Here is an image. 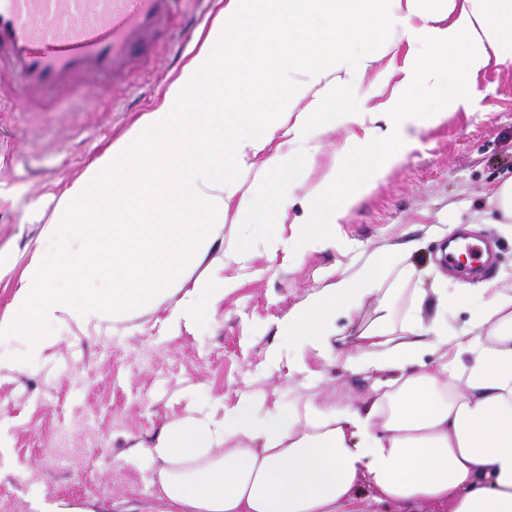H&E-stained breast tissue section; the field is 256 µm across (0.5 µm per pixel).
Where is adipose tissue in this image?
<instances>
[{
    "instance_id": "obj_1",
    "label": "adipose tissue",
    "mask_w": 512,
    "mask_h": 512,
    "mask_svg": "<svg viewBox=\"0 0 512 512\" xmlns=\"http://www.w3.org/2000/svg\"><path fill=\"white\" fill-rule=\"evenodd\" d=\"M413 17L422 26H410ZM215 26L220 36L205 38L164 105L146 116L147 134L96 159L58 201L57 220L44 225L43 238L74 258L52 267L33 257L12 315L0 320V335L26 353L51 345L40 326H87L154 305L188 260L208 255L229 208H252L253 182L272 179L278 208L289 207L293 184L308 176V128L359 129L314 192L340 215L372 188L402 146L405 125L439 122L440 113L410 106L409 88L448 84L453 106L468 94L452 85L457 70L512 61V0H225ZM395 32L423 57L406 62L390 96L380 87L361 91L358 76L382 57L376 37ZM359 40L367 46L352 54L349 45ZM258 66L281 75L276 119L259 128L249 113L212 108L228 85L258 97ZM343 95L350 107L332 113ZM280 133L288 151L255 168L254 158ZM335 242V225L314 218L265 247L296 257ZM408 258L398 245L363 255L353 273L309 294L278 323L280 341L266 364L301 378L307 395L267 405L245 391L231 408L204 406L164 426L142 455L165 512H364L363 486L372 504L407 512L417 505L512 512V289L484 281L439 293L440 306L453 297L471 305L468 324L452 333L441 318L423 319V293L398 314L415 274ZM89 272L106 288H82ZM63 277L71 287H59ZM234 286L226 278L187 291L170 321L192 324ZM371 296L374 318L344 365L385 371L388 379L359 406L319 399L320 373L309 357L335 361L337 319L351 318Z\"/></svg>"
}]
</instances>
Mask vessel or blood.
Returning <instances> with one entry per match:
<instances>
[{"label": "vessel or blood", "instance_id": "b4317fda", "mask_svg": "<svg viewBox=\"0 0 512 512\" xmlns=\"http://www.w3.org/2000/svg\"><path fill=\"white\" fill-rule=\"evenodd\" d=\"M173 0H0V112L49 91L122 82L168 26Z\"/></svg>", "mask_w": 512, "mask_h": 512}]
</instances>
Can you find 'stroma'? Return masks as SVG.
Here are the masks:
<instances>
[{"instance_id": "1", "label": "stroma", "mask_w": 512, "mask_h": 512, "mask_svg": "<svg viewBox=\"0 0 512 512\" xmlns=\"http://www.w3.org/2000/svg\"><path fill=\"white\" fill-rule=\"evenodd\" d=\"M196 31L164 39L126 83L103 80L98 91L55 103L47 112L0 114V319L25 282L32 256L51 265L60 258L42 228L52 202L65 195L111 146L146 130L145 117L165 101L170 86L197 55L199 36L211 30L220 6L206 0ZM455 80L472 95L440 123L407 126V142L369 192L341 219L318 212L337 234L367 251L412 243L415 288L475 284L449 269L438 252L465 236L495 246L490 279L512 286V236L502 233L492 188L512 178V62H490ZM353 132L315 126L307 180L292 187L293 203L276 211L271 188L255 190L250 213L229 208L224 235L208 256L188 263L174 290L149 310L85 329L50 328L52 347L26 365L0 371V512H33L40 499L127 501L137 512H157L151 471L132 448H146L162 427L209 401L237 403L242 391L257 398L287 396L297 380L268 374L266 349L277 324L310 293L347 271L351 253L315 246L301 257L270 255L267 236L297 232L313 212V196ZM246 244V264L224 263L228 241ZM233 278L235 288L189 326L169 321L171 308L199 284ZM324 396L361 399L377 379L342 365L321 366Z\"/></svg>"}]
</instances>
